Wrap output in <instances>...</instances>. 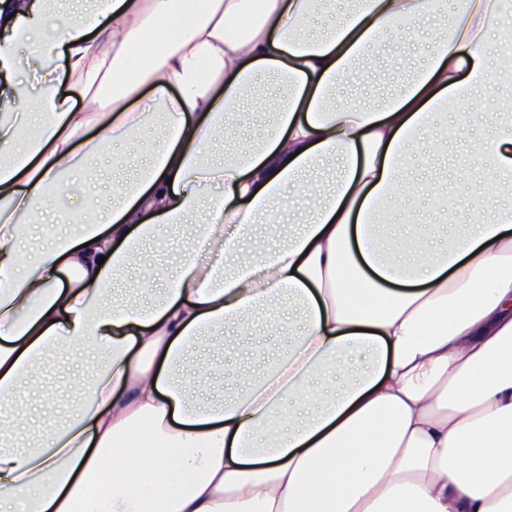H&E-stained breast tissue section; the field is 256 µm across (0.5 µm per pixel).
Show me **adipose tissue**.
<instances>
[{"instance_id": "1", "label": "adipose tissue", "mask_w": 512, "mask_h": 512, "mask_svg": "<svg viewBox=\"0 0 512 512\" xmlns=\"http://www.w3.org/2000/svg\"><path fill=\"white\" fill-rule=\"evenodd\" d=\"M512 0H0V403L19 408L29 371L52 353L103 349L79 380L78 412L44 447L14 450L0 429V503L18 512H512V119L481 113L512 63L484 50ZM440 35L413 76L375 106L369 62L387 33ZM38 86L21 78L31 66ZM266 79L272 129L244 143L239 106ZM87 99L78 108L59 86ZM150 87L147 108L130 104ZM456 105L453 136L487 166L447 244L422 224L390 241L383 214L415 196L412 143ZM166 132L141 133L154 113ZM140 136L145 168L112 189L101 219L65 237L47 215L85 148ZM335 162L331 188L312 177ZM203 222L189 223L199 207ZM300 212L281 236V209ZM188 247L163 272L146 251L170 227ZM140 267L158 301L111 299ZM297 310L287 351L234 398L200 406L190 372L219 326ZM360 355L361 371L349 360ZM296 407L288 411L286 400Z\"/></svg>"}]
</instances>
